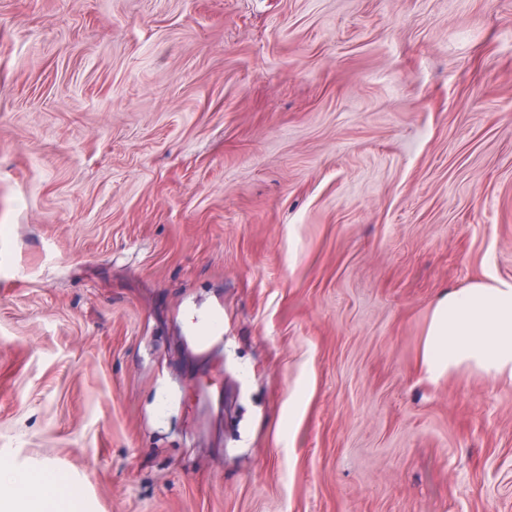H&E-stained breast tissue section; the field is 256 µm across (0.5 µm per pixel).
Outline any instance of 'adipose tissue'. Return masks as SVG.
<instances>
[{
  "label": "adipose tissue",
  "mask_w": 512,
  "mask_h": 512,
  "mask_svg": "<svg viewBox=\"0 0 512 512\" xmlns=\"http://www.w3.org/2000/svg\"><path fill=\"white\" fill-rule=\"evenodd\" d=\"M429 381L462 371L512 384V280L492 275L437 296L420 361ZM69 476L0 463V512H87Z\"/></svg>",
  "instance_id": "obj_1"
}]
</instances>
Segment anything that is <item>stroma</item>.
I'll list each match as a JSON object with an SVG mask.
<instances>
[{
  "instance_id": "stroma-1",
  "label": "stroma",
  "mask_w": 512,
  "mask_h": 512,
  "mask_svg": "<svg viewBox=\"0 0 512 512\" xmlns=\"http://www.w3.org/2000/svg\"><path fill=\"white\" fill-rule=\"evenodd\" d=\"M488 274L512 0H0V457L96 512H512ZM421 369L431 382L461 371L512 384V280L486 275L437 296Z\"/></svg>"
}]
</instances>
